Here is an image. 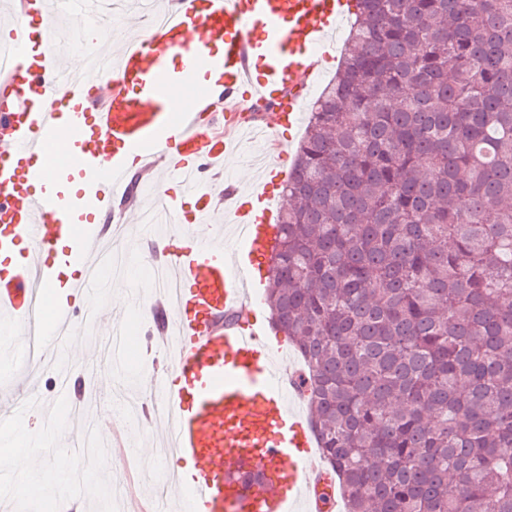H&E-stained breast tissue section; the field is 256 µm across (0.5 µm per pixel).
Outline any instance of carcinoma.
Instances as JSON below:
<instances>
[{
	"instance_id": "cac0c4a2",
	"label": "carcinoma",
	"mask_w": 512,
	"mask_h": 512,
	"mask_svg": "<svg viewBox=\"0 0 512 512\" xmlns=\"http://www.w3.org/2000/svg\"><path fill=\"white\" fill-rule=\"evenodd\" d=\"M264 273L343 512H512V0H354Z\"/></svg>"
}]
</instances>
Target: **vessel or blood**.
Wrapping results in <instances>:
<instances>
[{
  "label": "vessel or blood",
  "mask_w": 512,
  "mask_h": 512,
  "mask_svg": "<svg viewBox=\"0 0 512 512\" xmlns=\"http://www.w3.org/2000/svg\"><path fill=\"white\" fill-rule=\"evenodd\" d=\"M86 3L22 0L23 14L43 25L12 31L18 57L5 91L13 104L0 110V321L20 350L35 339L50 351L77 324L70 297L98 315L92 272L104 233L83 217L111 211L130 161H139L170 226L189 237L156 261L167 282L154 300L166 316L158 345L169 375L152 385L163 410L152 423L170 456L192 460L194 471L169 475L182 494L159 498L156 512H327L304 395L257 319L256 272L277 232L273 196L260 184L246 198L229 185L214 189L239 146L215 132L214 119L225 108L230 127L269 106L301 124L303 97L350 0H171L160 24L121 38L116 50L105 48L111 31L90 29L112 71L105 82L66 71L47 22L53 9L81 19ZM177 89L191 94L190 109ZM219 204L223 224L206 226ZM65 266L79 270L66 282Z\"/></svg>",
  "instance_id": "b4317fda"
}]
</instances>
